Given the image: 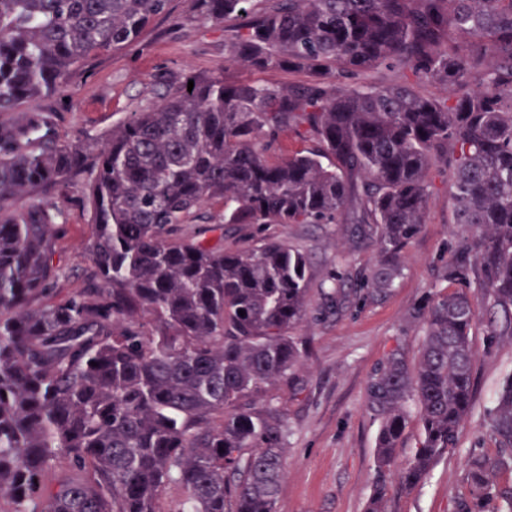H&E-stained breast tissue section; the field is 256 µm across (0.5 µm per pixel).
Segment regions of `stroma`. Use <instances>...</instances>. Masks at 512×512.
Returning <instances> with one entry per match:
<instances>
[{"instance_id": "35a3bbf8", "label": "stroma", "mask_w": 512, "mask_h": 512, "mask_svg": "<svg viewBox=\"0 0 512 512\" xmlns=\"http://www.w3.org/2000/svg\"><path fill=\"white\" fill-rule=\"evenodd\" d=\"M162 70L183 76L220 73L230 81L281 85L308 79L300 70L225 67L223 25L194 19L191 0H170L167 12L153 20L135 43L120 51L93 54L63 87L34 105L55 112L61 141L91 148L113 125L157 104L153 76ZM90 179L87 172L78 177L65 202L42 192L32 196L33 201L58 205L59 221L66 226L55 245L58 300L85 287L92 275L91 263L82 256L92 234V214L80 203ZM431 180L426 223L405 248L402 272L387 296L366 300L338 317L320 307L321 282L335 270L367 277L378 260L374 247L350 242L346 225L228 224L223 206L213 203L182 227L191 233L219 224L226 247L278 239L311 258L308 311L295 331L308 353L292 381L265 387L257 397L258 404L280 407L288 429L279 512H364L375 472L379 425L367 407L369 377L395 345H403L409 356L417 355L426 325L413 312L434 293L450 290L445 270L464 234L450 221L453 202L447 175L435 171ZM474 345L475 397L456 447L436 463L422 485L408 493H390L385 512H458L459 503L469 495V459L495 454L488 413L501 381L512 374V339L488 344L479 327Z\"/></svg>"}]
</instances>
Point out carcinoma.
Returning <instances> with one entry per match:
<instances>
[{"label": "carcinoma", "mask_w": 512, "mask_h": 512, "mask_svg": "<svg viewBox=\"0 0 512 512\" xmlns=\"http://www.w3.org/2000/svg\"><path fill=\"white\" fill-rule=\"evenodd\" d=\"M170 0H0V501L7 512H277L287 428L256 406L303 357L310 259L282 241L224 247L173 234L209 203L226 224L351 225L382 261L361 282L335 274L323 309L383 298L425 224L442 163L460 241L457 288L417 308V361L396 344L366 387L379 420L365 512H384L456 446L474 394L477 323L512 336V0H193L224 24V66L306 69L303 84L155 76L158 103L101 145L60 141L55 113L23 106L101 50L133 44ZM393 65L413 79L349 80ZM194 81L193 89L188 82ZM444 87L442 99L419 92ZM292 130L309 147L290 151ZM86 187L89 286L51 304L59 209L18 202ZM481 299L477 308L475 299ZM245 315H239V311ZM417 408L411 418L408 403ZM493 457L476 456L461 512L499 498L512 512V375L491 414ZM418 435L397 463L411 422ZM66 472L49 478L56 461Z\"/></svg>", "instance_id": "cac0c4a2"}]
</instances>
